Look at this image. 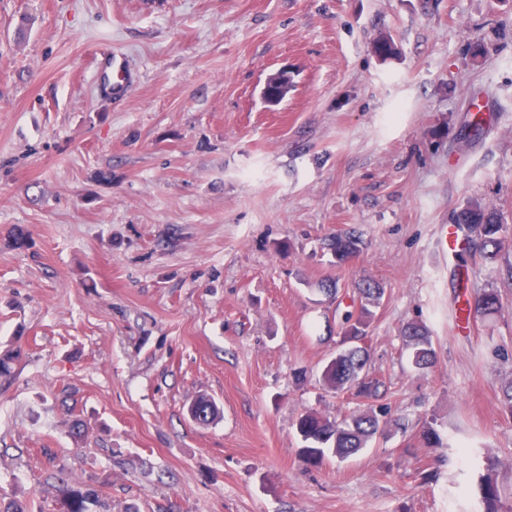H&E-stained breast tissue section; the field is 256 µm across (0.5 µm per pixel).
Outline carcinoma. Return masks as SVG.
I'll return each mask as SVG.
<instances>
[{
  "instance_id": "carcinoma-1",
  "label": "carcinoma",
  "mask_w": 512,
  "mask_h": 512,
  "mask_svg": "<svg viewBox=\"0 0 512 512\" xmlns=\"http://www.w3.org/2000/svg\"><path fill=\"white\" fill-rule=\"evenodd\" d=\"M460 228L477 237V250L485 262L495 261L505 247L500 232L496 212L480 203L467 206L456 218ZM328 249L336 257V262H345L361 250L360 238L353 232L338 233L329 240ZM357 298L353 302L359 304L358 315L346 317V327L342 331L340 349L324 366L321 374L323 384L330 390L339 393L346 389L355 388L357 396L374 400L380 396L382 382L369 373L370 359L368 347L359 344L367 337V329L374 316V309L379 307L384 297V288L378 283L366 280L356 288ZM499 296L492 289L480 290L475 294L462 295L461 308L467 313L488 315L498 309ZM401 335L410 351V359L418 370L432 367L436 360V351L428 328L420 323L409 322L402 329ZM20 352L9 349L0 352V379L8 380L15 371V364ZM196 410L202 417L195 418L198 423H207L220 415L217 404L206 398L198 397L192 400ZM297 430L308 448L318 456L330 453L333 456L346 459L367 447L370 440L379 430V420L372 408L355 412L342 421H331L313 412L301 415ZM486 508L484 512H499L501 493L493 480L492 474H487L483 487Z\"/></svg>"
}]
</instances>
